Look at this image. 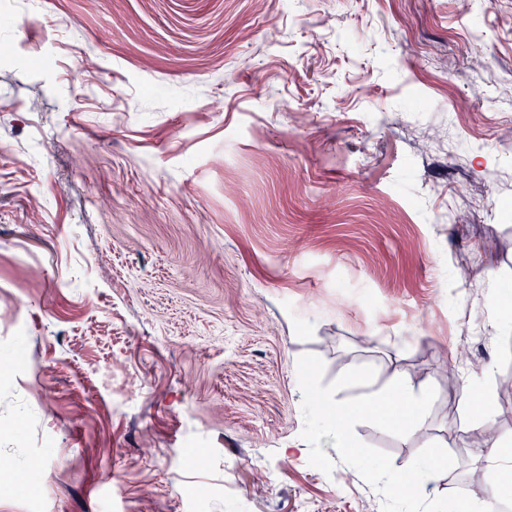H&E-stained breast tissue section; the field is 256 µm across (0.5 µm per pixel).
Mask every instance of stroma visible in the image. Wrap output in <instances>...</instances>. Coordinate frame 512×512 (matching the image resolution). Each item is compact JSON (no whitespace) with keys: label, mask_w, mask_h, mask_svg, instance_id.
<instances>
[{"label":"stroma","mask_w":512,"mask_h":512,"mask_svg":"<svg viewBox=\"0 0 512 512\" xmlns=\"http://www.w3.org/2000/svg\"><path fill=\"white\" fill-rule=\"evenodd\" d=\"M0 512H380L297 361L512 459V0H20L0 21Z\"/></svg>","instance_id":"stroma-1"}]
</instances>
